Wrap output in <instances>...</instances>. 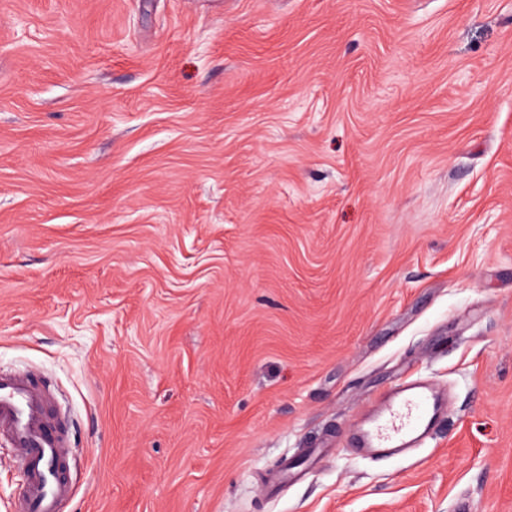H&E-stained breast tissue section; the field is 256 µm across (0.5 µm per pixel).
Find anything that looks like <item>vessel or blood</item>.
<instances>
[{
	"instance_id": "b4317fda",
	"label": "vessel or blood",
	"mask_w": 512,
	"mask_h": 512,
	"mask_svg": "<svg viewBox=\"0 0 512 512\" xmlns=\"http://www.w3.org/2000/svg\"><path fill=\"white\" fill-rule=\"evenodd\" d=\"M49 394L48 385L28 373L0 370V440L10 445L25 475L14 512H65L73 495L63 475L68 436ZM444 408L434 385L405 380L385 391L351 432L367 457L403 456L423 443Z\"/></svg>"
}]
</instances>
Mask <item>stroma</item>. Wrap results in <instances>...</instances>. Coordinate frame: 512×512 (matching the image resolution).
Wrapping results in <instances>:
<instances>
[{
	"instance_id": "35a3bbf8",
	"label": "stroma",
	"mask_w": 512,
	"mask_h": 512,
	"mask_svg": "<svg viewBox=\"0 0 512 512\" xmlns=\"http://www.w3.org/2000/svg\"><path fill=\"white\" fill-rule=\"evenodd\" d=\"M0 367L67 512H512V0H0ZM444 408L433 384L404 380L385 391L351 432L369 458L404 456L423 443Z\"/></svg>"
}]
</instances>
